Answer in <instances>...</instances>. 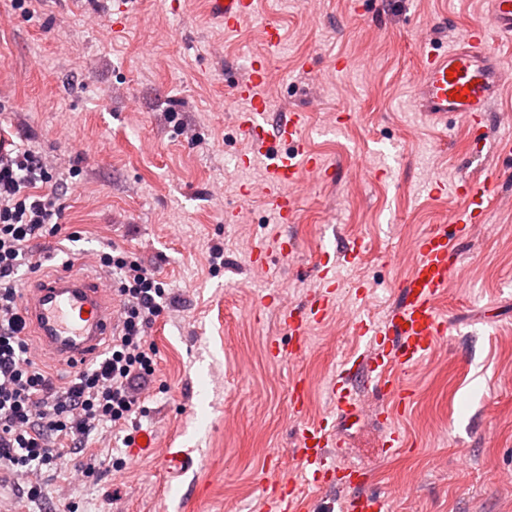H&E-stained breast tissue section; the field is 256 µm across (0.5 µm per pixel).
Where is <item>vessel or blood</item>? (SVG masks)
<instances>
[{
	"instance_id": "b4317fda",
	"label": "vessel or blood",
	"mask_w": 512,
	"mask_h": 512,
	"mask_svg": "<svg viewBox=\"0 0 512 512\" xmlns=\"http://www.w3.org/2000/svg\"><path fill=\"white\" fill-rule=\"evenodd\" d=\"M210 16L236 28L253 10L254 0H205ZM487 23L465 29L455 46L444 51L429 50L423 56L418 85L421 112L438 124L449 116L484 127L487 114L506 70L491 52L493 38H512V0H490ZM270 68L267 56L251 63L249 80L236 84L239 99L249 108L240 115L239 127L251 148L239 163L250 166L254 159L268 161L266 190L282 221H290L297 206L293 184L302 174L321 181L330 180L332 172L314 156L300 135L307 115L289 112L273 122L269 119L267 100L260 92ZM455 192L466 197L465 208L452 212L446 225L421 237L415 250L418 258L403 285V294L386 319L381 342H370L356 366L370 380L376 391L394 395L400 405H407L411 392L396 375L397 370L415 366L433 350L447 327L438 312L453 269L461 236L487 221L488 200L483 183L472 175L462 176ZM330 304L329 296L311 302L304 315L285 313L284 321L298 346H305L313 322L319 321ZM24 310L32 335L54 358L78 366L98 353L115 329L117 318L112 306L108 282L67 267L35 282L28 290ZM332 393L341 414L356 411L354 392L346 380L333 381ZM332 441L324 428L303 427L294 452L297 463L312 475H319L326 465Z\"/></svg>"
}]
</instances>
